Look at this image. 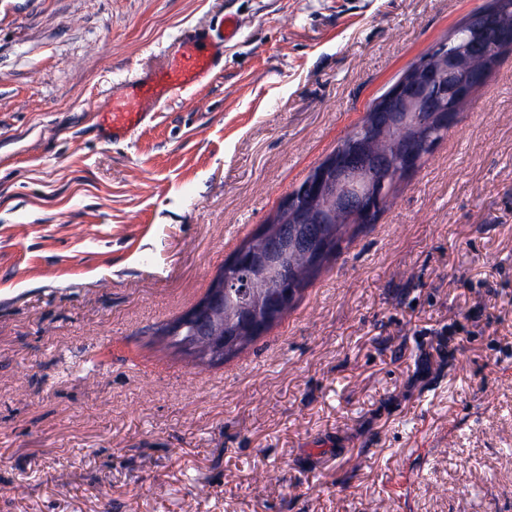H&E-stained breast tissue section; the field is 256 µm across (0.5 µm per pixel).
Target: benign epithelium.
<instances>
[{"instance_id": "benign-epithelium-1", "label": "benign epithelium", "mask_w": 512, "mask_h": 512, "mask_svg": "<svg viewBox=\"0 0 512 512\" xmlns=\"http://www.w3.org/2000/svg\"><path fill=\"white\" fill-rule=\"evenodd\" d=\"M465 35H452L435 44L414 62L392 88L378 99L373 111L382 120L373 124L358 151L366 153L374 143H383L389 132L407 119L400 112L429 115L430 120L447 128L473 93L488 84L501 55L512 49V19H505L497 0L477 7L464 23ZM338 174L336 155L328 157L308 178L306 187L320 198L331 192ZM319 212L303 198L288 194L278 217L265 225L258 239L267 242L288 232L290 224H315ZM327 249L317 239L304 247V259L312 269L320 267ZM260 250L247 243L228 259L214 276L206 296L185 317L198 329L194 343L186 350L192 358L204 357L210 364L247 344L248 336H262L288 310L299 289H288L283 282L269 286L263 294L246 290L231 270L256 261Z\"/></svg>"}]
</instances>
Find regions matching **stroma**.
<instances>
[{
    "mask_svg": "<svg viewBox=\"0 0 512 512\" xmlns=\"http://www.w3.org/2000/svg\"><path fill=\"white\" fill-rule=\"evenodd\" d=\"M482 2L0 0V512H512V52L263 336H156ZM240 22L225 16L221 29L187 38L178 52L164 64L134 80L131 92L112 97V106L103 112L100 130L118 141L142 126L157 104L164 103L183 90L210 76L224 41L237 36Z\"/></svg>",
    "mask_w": 512,
    "mask_h": 512,
    "instance_id": "obj_1",
    "label": "stroma"
}]
</instances>
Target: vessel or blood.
<instances>
[{
	"label": "vessel or blood",
	"mask_w": 512,
	"mask_h": 512,
	"mask_svg": "<svg viewBox=\"0 0 512 512\" xmlns=\"http://www.w3.org/2000/svg\"><path fill=\"white\" fill-rule=\"evenodd\" d=\"M239 29V20L228 16L220 29L187 38L172 58L144 78L133 81L128 94L113 98L102 116L101 131L116 141L131 135L157 104L210 76L225 41L236 37Z\"/></svg>",
	"instance_id": "1"
}]
</instances>
